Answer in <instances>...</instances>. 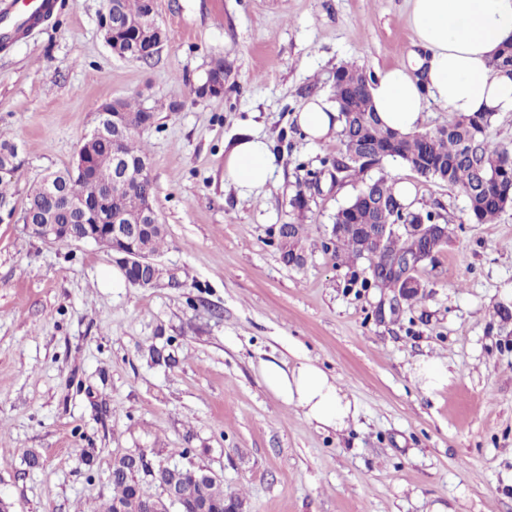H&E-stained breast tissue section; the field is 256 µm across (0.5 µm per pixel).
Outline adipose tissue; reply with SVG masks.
I'll list each match as a JSON object with an SVG mask.
<instances>
[{
	"label": "adipose tissue",
	"instance_id": "ef3b65f1",
	"mask_svg": "<svg viewBox=\"0 0 512 512\" xmlns=\"http://www.w3.org/2000/svg\"><path fill=\"white\" fill-rule=\"evenodd\" d=\"M411 25L425 57L378 72L369 85L385 125L418 130L430 100L456 116L512 112V77L493 66L498 48L512 41V0H412ZM297 122L311 140L330 139L339 128L335 108L319 95L304 105ZM273 172L271 149L254 133H242L224 155V176L243 194L260 193ZM265 378L286 405L318 426L341 432L358 417L338 379L308 357L290 366L268 364Z\"/></svg>",
	"mask_w": 512,
	"mask_h": 512
}]
</instances>
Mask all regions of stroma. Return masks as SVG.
<instances>
[{
  "mask_svg": "<svg viewBox=\"0 0 512 512\" xmlns=\"http://www.w3.org/2000/svg\"><path fill=\"white\" fill-rule=\"evenodd\" d=\"M107 0H60L48 22L0 51V142L21 166L1 180L0 499L10 512H104L114 459L145 452L214 473L245 512H512V206L470 218L457 189L397 160L369 170L410 182L448 243L412 310L375 315L392 295L362 287L367 262L337 267L321 243L362 178H334L341 136L310 142L296 119L354 62L378 72L418 47L411 0H156L167 39L150 61L117 56ZM224 94L199 97L213 60ZM136 98L155 119L159 261L179 287L112 283L116 263L87 241L28 235L27 194L73 165L98 107ZM256 131L273 182L240 195L224 151ZM316 173L310 209L289 204ZM305 224V262H283L274 227ZM165 360L151 361L150 348ZM305 356L359 408L344 433L286 406L263 366ZM448 372L423 392V358Z\"/></svg>",
  "mask_w": 512,
  "mask_h": 512,
  "instance_id": "stroma-1",
  "label": "stroma"
}]
</instances>
